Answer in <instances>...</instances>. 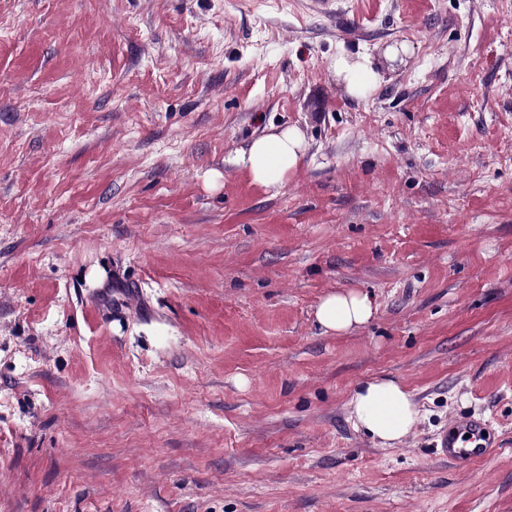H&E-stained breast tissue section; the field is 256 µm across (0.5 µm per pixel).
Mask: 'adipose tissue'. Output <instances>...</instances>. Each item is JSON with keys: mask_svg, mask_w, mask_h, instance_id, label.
<instances>
[{"mask_svg": "<svg viewBox=\"0 0 512 512\" xmlns=\"http://www.w3.org/2000/svg\"><path fill=\"white\" fill-rule=\"evenodd\" d=\"M305 153L306 142L297 128L271 125L247 148L239 150L233 163L247 173L253 184L276 193L302 165ZM374 312L368 294L349 289L325 296L315 318L325 332L346 334L369 323ZM348 414L355 430L382 447L401 443L421 417L409 390L388 375L359 383L348 402Z\"/></svg>", "mask_w": 512, "mask_h": 512, "instance_id": "1", "label": "adipose tissue"}]
</instances>
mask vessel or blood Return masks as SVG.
<instances>
[{"label": "vessel or blood", "instance_id": "obj_1", "mask_svg": "<svg viewBox=\"0 0 512 512\" xmlns=\"http://www.w3.org/2000/svg\"><path fill=\"white\" fill-rule=\"evenodd\" d=\"M498 439L486 422L478 417L452 421L439 439L438 456L456 467H465L490 457L497 449Z\"/></svg>", "mask_w": 512, "mask_h": 512}]
</instances>
